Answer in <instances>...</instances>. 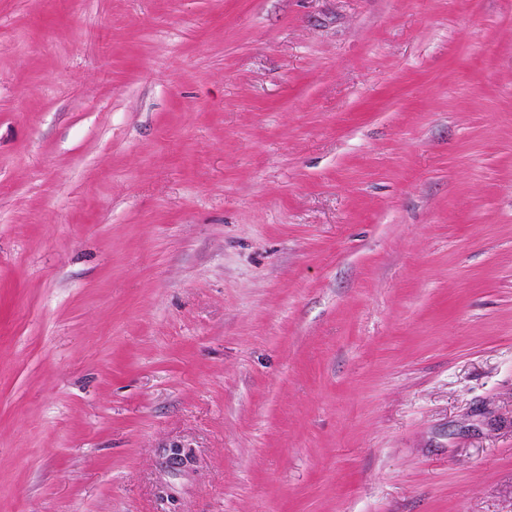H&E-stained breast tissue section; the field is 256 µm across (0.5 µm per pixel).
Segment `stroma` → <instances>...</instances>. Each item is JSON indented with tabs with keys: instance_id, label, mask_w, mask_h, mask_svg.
Returning a JSON list of instances; mask_svg holds the SVG:
<instances>
[{
	"instance_id": "obj_1",
	"label": "stroma",
	"mask_w": 512,
	"mask_h": 512,
	"mask_svg": "<svg viewBox=\"0 0 512 512\" xmlns=\"http://www.w3.org/2000/svg\"><path fill=\"white\" fill-rule=\"evenodd\" d=\"M0 512H512V0H0Z\"/></svg>"
}]
</instances>
